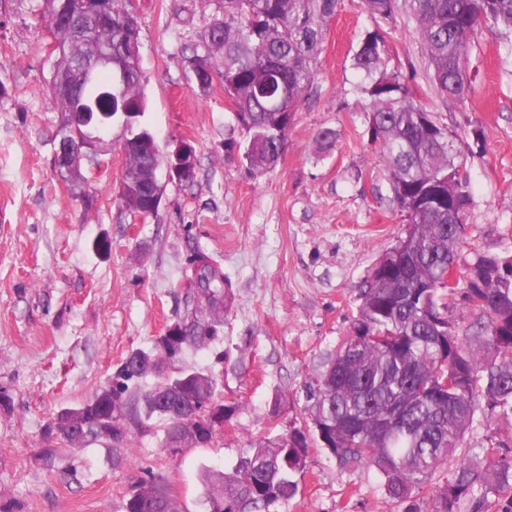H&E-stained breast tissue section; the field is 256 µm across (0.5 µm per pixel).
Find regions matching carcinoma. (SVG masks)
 <instances>
[{
  "mask_svg": "<svg viewBox=\"0 0 512 512\" xmlns=\"http://www.w3.org/2000/svg\"><path fill=\"white\" fill-rule=\"evenodd\" d=\"M62 0H39L58 57L49 85L59 119L83 100L96 113L112 110L115 94L145 102L140 47L123 41L138 23L131 0H107L109 17L66 18ZM421 32L432 81L438 92L464 101L469 40L483 19L512 31V0H404ZM337 0H222L204 35L183 57L188 74L201 71L198 90L214 82L245 134L243 157L263 173L285 151L288 130L315 73L313 61L322 26ZM372 15L392 17L398 0H363ZM112 48V72L90 84L84 68ZM384 32L368 30L352 66L361 77L356 89L368 99L369 130L389 173L393 201L404 213V235L372 267L358 289L351 330L308 388L303 426L286 435L264 437L238 458L232 471L206 469L200 481L211 512H270L299 493L309 442L318 443L342 470L374 468L391 503L409 504L431 488L434 512H458L461 501L485 497L512 479V454L487 464L463 454L446 479L433 474L464 447L476 424L512 416V265L479 255L459 264L465 241L468 185L459 177L454 137L417 103L408 83L389 68ZM162 157L149 147L125 154L128 195L148 214L146 197ZM463 206L448 205V183ZM454 263L464 271L465 297L485 318L483 339L472 348L458 334L461 316L449 312L443 274ZM185 277L193 287L183 313L152 347L131 351L115 374L90 397L60 410L46 425L49 446L41 450L48 469L62 447L102 444L131 448L135 434L162 424L160 447L179 436L197 435L207 445L216 435L211 412L230 420L241 402L224 399L219 375L183 364L190 349L222 339L231 289L217 255L189 247ZM124 512H183L160 476L131 492Z\"/></svg>",
  "mask_w": 512,
  "mask_h": 512,
  "instance_id": "carcinoma-1",
  "label": "carcinoma"
}]
</instances>
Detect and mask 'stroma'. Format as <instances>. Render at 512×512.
Listing matches in <instances>:
<instances>
[{
	"instance_id": "obj_1",
	"label": "stroma",
	"mask_w": 512,
	"mask_h": 512,
	"mask_svg": "<svg viewBox=\"0 0 512 512\" xmlns=\"http://www.w3.org/2000/svg\"><path fill=\"white\" fill-rule=\"evenodd\" d=\"M33 4L0 0V388L13 399L0 411V501L19 512H123L132 483L152 472L187 512H202L203 468L231 471L253 440L301 422L306 383L348 335L359 286L405 223L371 138L368 101L354 89L352 56L365 31H385L392 66L456 139L470 192L461 262L479 253L512 259V36L492 22L471 36L470 93L460 103L436 89L408 13L384 20L361 0H338L284 154L257 174L227 148L243 136L222 86L200 94L182 64V47L196 42L219 0H136L143 122L160 141H190L198 162L193 185L167 184L158 211L136 216L116 199L121 125L96 162H83L87 185L55 166L54 59L41 49L46 31ZM326 127L336 140L322 150ZM87 186L96 199L89 211L80 201ZM100 238L109 251L93 248ZM191 242L222 256L235 294L219 347L230 353L224 396L241 410L212 444L177 458L151 432L131 448L66 449L47 470L40 450L50 417L93 394L182 312ZM277 512L403 509L387 501L375 469L341 471L313 448L299 495Z\"/></svg>"
}]
</instances>
